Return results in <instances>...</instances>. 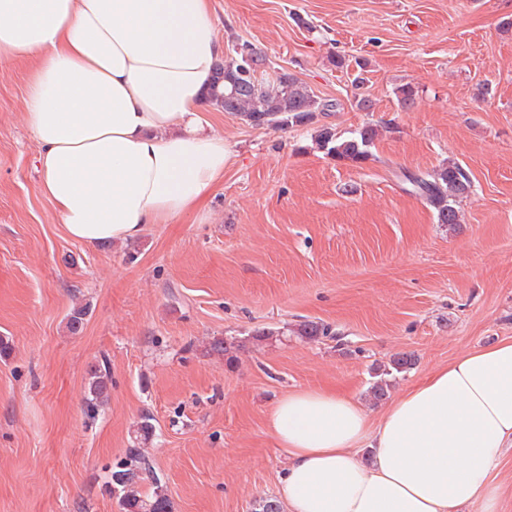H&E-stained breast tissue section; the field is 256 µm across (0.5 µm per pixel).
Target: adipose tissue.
<instances>
[{
    "label": "adipose tissue",
    "instance_id": "adipose-tissue-1",
    "mask_svg": "<svg viewBox=\"0 0 512 512\" xmlns=\"http://www.w3.org/2000/svg\"><path fill=\"white\" fill-rule=\"evenodd\" d=\"M224 46L210 0H0V58L36 62L24 115L42 192L88 245L199 211L232 154L200 112ZM286 512H500L512 341L411 385L373 420L358 398L288 393L267 415Z\"/></svg>",
    "mask_w": 512,
    "mask_h": 512
}]
</instances>
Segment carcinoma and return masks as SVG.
Segmentation results:
<instances>
[{"instance_id":"1","label":"carcinoma","mask_w":512,"mask_h":512,"mask_svg":"<svg viewBox=\"0 0 512 512\" xmlns=\"http://www.w3.org/2000/svg\"><path fill=\"white\" fill-rule=\"evenodd\" d=\"M224 65V111L239 116L246 123L256 127L282 128L285 126H305L316 122L320 114L334 111L336 104L331 100H320L311 89L300 82L292 73L284 70L274 73L275 87H270L263 75L255 71L245 72ZM418 91L409 84L396 89L397 103L402 108L415 104ZM376 129L362 126L347 136L323 124L315 130L316 144L339 162L361 165L369 161L373 154ZM419 195L432 207L440 224L460 223L458 206L471 192L472 180L465 168L450 162L431 173L416 176ZM89 314V307L79 306L67 316V329L75 335L79 333ZM297 334L303 339L314 340L328 335V327L313 322L298 326ZM111 375L108 364L103 362L89 372V381L84 400L85 409L93 413L108 396ZM150 480L152 492L143 495L139 486ZM109 484L118 493L120 512H171V503L160 479L155 477L141 448H128L124 457L112 468Z\"/></svg>"}]
</instances>
